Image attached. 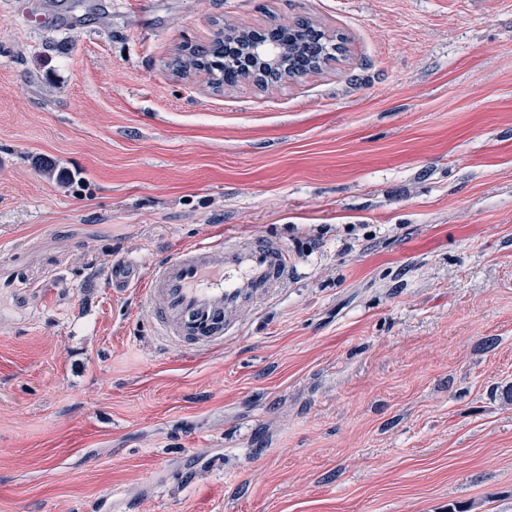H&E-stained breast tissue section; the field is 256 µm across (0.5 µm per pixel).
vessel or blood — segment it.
Here are the masks:
<instances>
[{
  "mask_svg": "<svg viewBox=\"0 0 512 512\" xmlns=\"http://www.w3.org/2000/svg\"><path fill=\"white\" fill-rule=\"evenodd\" d=\"M294 271L295 261L279 241L231 233L206 237L149 267L140 309L162 339L207 357L241 331L244 311L275 300Z\"/></svg>",
  "mask_w": 512,
  "mask_h": 512,
  "instance_id": "obj_1",
  "label": "vessel or blood"
}]
</instances>
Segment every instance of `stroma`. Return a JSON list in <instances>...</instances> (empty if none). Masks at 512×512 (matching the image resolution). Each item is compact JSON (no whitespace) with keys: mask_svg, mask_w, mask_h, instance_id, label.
<instances>
[{"mask_svg":"<svg viewBox=\"0 0 512 512\" xmlns=\"http://www.w3.org/2000/svg\"><path fill=\"white\" fill-rule=\"evenodd\" d=\"M225 231L295 275L193 358L112 265ZM509 386L512 0H0V512H512ZM223 36L224 29L217 32L208 45L195 48L188 47L187 54L183 55V60L179 61L177 65L181 67L185 73L189 71V69H196L200 71L210 69V72H219L218 70H215L219 68L213 66V61L210 56L212 55L214 47L223 41ZM206 57H208V60ZM201 65H203V67H201ZM251 47L252 56L255 59H259L262 61V67L258 71L250 70V71H242L239 70L236 73L232 74L234 79V84L239 83H251L258 85L257 83L260 81V78H266L267 84L273 80L271 77L281 75L282 78H288V71H286V75L281 70L282 65V52L274 51L268 49L266 45L260 41L254 42Z\"/></svg>","mask_w":512,"mask_h":512,"instance_id":"1","label":"stroma"}]
</instances>
